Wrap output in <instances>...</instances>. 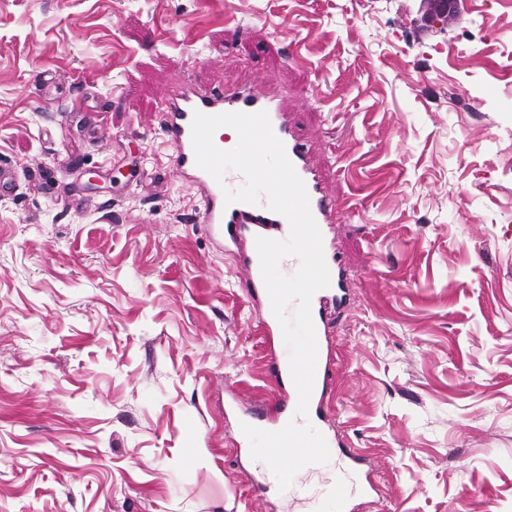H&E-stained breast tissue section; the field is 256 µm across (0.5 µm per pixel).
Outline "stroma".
<instances>
[{"mask_svg":"<svg viewBox=\"0 0 512 512\" xmlns=\"http://www.w3.org/2000/svg\"><path fill=\"white\" fill-rule=\"evenodd\" d=\"M279 87L328 189L350 302L330 422L355 512H512V0H0V512H313L228 390L269 393L243 271L192 217L161 105ZM48 70L55 86L34 80Z\"/></svg>","mask_w":512,"mask_h":512,"instance_id":"35a3bbf8","label":"stroma"}]
</instances>
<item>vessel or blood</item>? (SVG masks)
Masks as SVG:
<instances>
[{"mask_svg":"<svg viewBox=\"0 0 512 512\" xmlns=\"http://www.w3.org/2000/svg\"><path fill=\"white\" fill-rule=\"evenodd\" d=\"M207 115L223 113L266 112L275 136L284 146L295 172L304 182L310 209L322 236L324 258L330 273V283L316 291L310 302L317 340V362L314 386L306 417H298L295 410L298 392L287 385L283 375H276L273 389L256 406L249 428L281 430L289 428L297 438L290 442L288 453L305 470L317 468L323 461L337 458L357 477L363 495L375 493L369 478L368 456L345 446L339 440L316 431H304L306 418H326L332 389L329 383L330 353L327 336L330 332V309L340 308L347 301L348 273L331 237V226L340 209L338 200L329 194L324 183L310 163L311 145L299 136L288 121V113L280 99L260 86L249 70H241L221 86H201L192 81L175 86L169 93L163 109V131L175 154V163L188 181L197 186L200 194V222L225 253L234 256L238 267L253 283L252 293L266 296L267 290L259 269L256 250L257 238H280L289 224L280 214L269 210L266 204L236 202L226 204L221 186L195 162L191 123L194 112ZM352 491L345 480L328 486L320 512H346Z\"/></svg>","mask_w":512,"mask_h":512,"instance_id":"obj_1","label":"vessel or blood"}]
</instances>
